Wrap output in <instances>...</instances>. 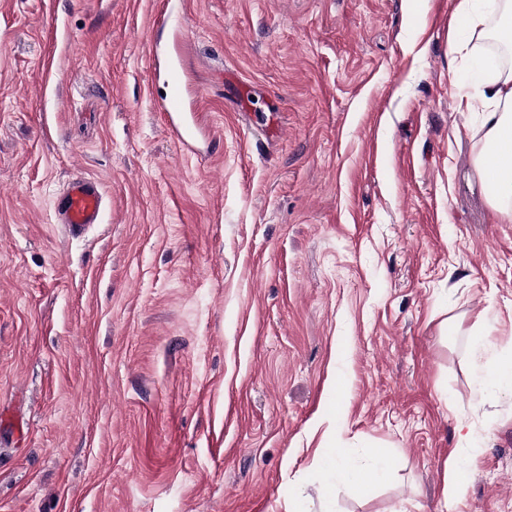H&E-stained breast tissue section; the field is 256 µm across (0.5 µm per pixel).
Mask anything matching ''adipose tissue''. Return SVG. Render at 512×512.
<instances>
[{
    "label": "adipose tissue",
    "mask_w": 512,
    "mask_h": 512,
    "mask_svg": "<svg viewBox=\"0 0 512 512\" xmlns=\"http://www.w3.org/2000/svg\"><path fill=\"white\" fill-rule=\"evenodd\" d=\"M455 12L466 18L473 36L483 37L492 22L498 36L512 44V0H458ZM473 74L485 87L483 148L475 166L492 208L512 220V165L494 175L486 168L488 158L512 155V72L503 73L493 59L479 56Z\"/></svg>",
    "instance_id": "ef3b65f1"
}]
</instances>
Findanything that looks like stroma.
Here are the masks:
<instances>
[{
  "mask_svg": "<svg viewBox=\"0 0 512 512\" xmlns=\"http://www.w3.org/2000/svg\"><path fill=\"white\" fill-rule=\"evenodd\" d=\"M456 2L0 0V512H442L454 462L452 512H512V392L474 381L512 349V221ZM75 177L106 200L78 236ZM373 450L389 483L323 494ZM174 51L175 60H171L165 68L168 90L159 103V110L163 112L172 135L180 144L187 146L200 129L192 115L193 111L188 102V91L181 77L183 54L182 47L178 42L175 44ZM188 114H191V121L188 119ZM104 196L91 179L70 180L56 201V216L59 224L81 230L91 224L101 223Z\"/></svg>",
  "mask_w": 512,
  "mask_h": 512,
  "instance_id": "stroma-1",
  "label": "stroma"
}]
</instances>
